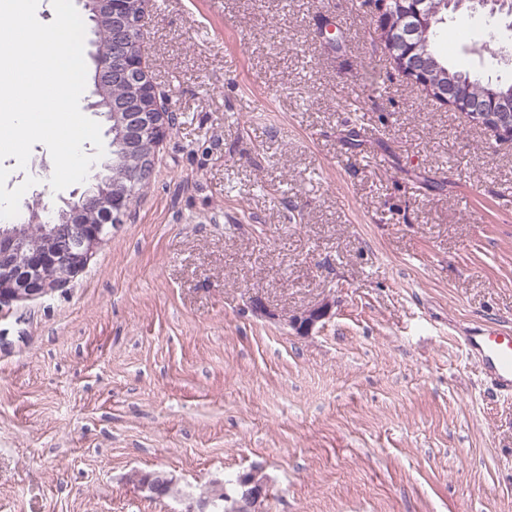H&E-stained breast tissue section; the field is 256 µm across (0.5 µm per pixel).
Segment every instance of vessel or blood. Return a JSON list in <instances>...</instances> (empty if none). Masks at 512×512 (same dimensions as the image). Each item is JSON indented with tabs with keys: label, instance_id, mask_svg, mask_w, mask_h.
Masks as SVG:
<instances>
[{
	"label": "vessel or blood",
	"instance_id": "obj_1",
	"mask_svg": "<svg viewBox=\"0 0 512 512\" xmlns=\"http://www.w3.org/2000/svg\"><path fill=\"white\" fill-rule=\"evenodd\" d=\"M465 348L476 356L485 374L502 390L512 393V331L495 327L468 335Z\"/></svg>",
	"mask_w": 512,
	"mask_h": 512
}]
</instances>
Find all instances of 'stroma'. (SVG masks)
<instances>
[{"mask_svg":"<svg viewBox=\"0 0 512 512\" xmlns=\"http://www.w3.org/2000/svg\"><path fill=\"white\" fill-rule=\"evenodd\" d=\"M485 19L442 48L510 79ZM140 47L176 115L152 179L0 306V512H182L256 465L270 512H512V395L463 346L512 329V142L393 70L369 0H150ZM4 165L56 200L45 145ZM330 304L328 301L306 310L299 315L288 317L287 324L300 334H308L309 331L322 320L328 313Z\"/></svg>","mask_w":512,"mask_h":512,"instance_id":"obj_1","label":"stroma"}]
</instances>
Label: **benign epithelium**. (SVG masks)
Here are the masks:
<instances>
[{
    "mask_svg": "<svg viewBox=\"0 0 512 512\" xmlns=\"http://www.w3.org/2000/svg\"><path fill=\"white\" fill-rule=\"evenodd\" d=\"M150 0H84L94 29L109 39L107 59L95 72L98 85L124 87L129 98L109 100L102 108L107 123L117 121L122 131L113 147L121 165H104L84 191H74L61 204L29 209L17 224L0 226V304L32 296L45 297L63 287L86 266L89 257L122 223L134 203L135 188L146 183L155 169L152 154L142 147L143 134L162 135L165 126L156 113L145 110L142 98L153 97L160 112L167 111L150 79V66L138 52L139 32ZM377 27L392 65L407 80L439 103L461 109L499 142L512 141V103L496 97L483 99L463 85L448 87L425 39L438 14L424 0H370ZM39 224L40 235L32 225ZM320 305L287 319L300 334L312 330L328 313ZM243 488L242 512H267L268 493L254 483L239 480Z\"/></svg>",
    "mask_w": 512,
    "mask_h": 512,
    "instance_id": "1",
    "label": "benign epithelium"
}]
</instances>
